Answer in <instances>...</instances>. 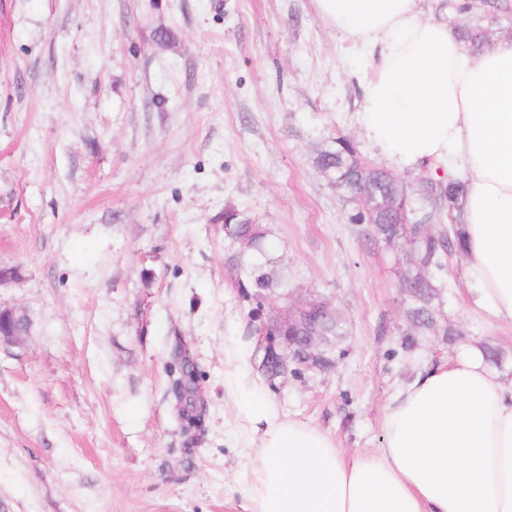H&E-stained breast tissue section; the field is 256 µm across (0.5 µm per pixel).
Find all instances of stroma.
<instances>
[{"label":"stroma","mask_w":512,"mask_h":512,"mask_svg":"<svg viewBox=\"0 0 512 512\" xmlns=\"http://www.w3.org/2000/svg\"><path fill=\"white\" fill-rule=\"evenodd\" d=\"M362 70L312 0H0V266L17 271L0 303L31 320L0 343V512H245L235 373L349 455L462 345L499 349L512 379V327L473 304L459 254L441 310L464 344L399 349L409 247L359 238L314 163L343 136L383 165L357 125ZM228 207L268 229L291 297L344 318L333 368L259 371ZM179 347L206 405L191 437ZM180 356V358H179ZM174 364L170 373L175 372L173 380V393L180 405L178 423L182 431L186 432L192 425L200 421L202 405L197 402L196 393L198 386V372L194 365L181 352L175 355Z\"/></svg>","instance_id":"stroma-1"}]
</instances>
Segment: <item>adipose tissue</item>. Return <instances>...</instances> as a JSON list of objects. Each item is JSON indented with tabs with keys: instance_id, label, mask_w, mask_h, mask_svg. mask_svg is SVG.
Returning a JSON list of instances; mask_svg holds the SVG:
<instances>
[{
	"instance_id": "obj_1",
	"label": "adipose tissue",
	"mask_w": 512,
	"mask_h": 512,
	"mask_svg": "<svg viewBox=\"0 0 512 512\" xmlns=\"http://www.w3.org/2000/svg\"><path fill=\"white\" fill-rule=\"evenodd\" d=\"M372 71L358 123L398 171L447 161L466 187L460 278L512 325V39L479 51L421 0H313ZM246 512H512V382L479 350L419 375L379 448L351 456L260 397L244 407Z\"/></svg>"
}]
</instances>
